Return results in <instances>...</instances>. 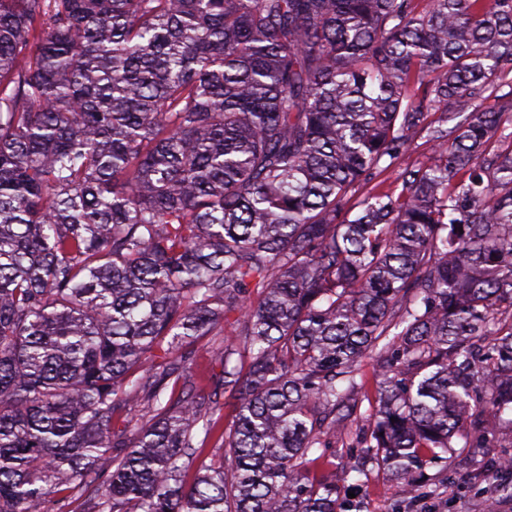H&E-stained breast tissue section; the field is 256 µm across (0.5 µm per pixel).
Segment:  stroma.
Here are the masks:
<instances>
[{
	"label": "stroma",
	"mask_w": 512,
	"mask_h": 512,
	"mask_svg": "<svg viewBox=\"0 0 512 512\" xmlns=\"http://www.w3.org/2000/svg\"><path fill=\"white\" fill-rule=\"evenodd\" d=\"M496 443L491 448H452L447 454L448 479L434 486L437 467H426L429 477L417 497L405 493L402 484L386 470L366 469L364 475L349 479L345 488L354 492L360 512H512V473L500 470L502 458L512 454V424L493 421ZM364 432L363 422L353 423L335 447L310 465L309 476L321 478L357 464L353 450Z\"/></svg>",
	"instance_id": "stroma-1"
}]
</instances>
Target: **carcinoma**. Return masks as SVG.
Wrapping results in <instances>:
<instances>
[{
    "instance_id": "carcinoma-1",
    "label": "carcinoma",
    "mask_w": 512,
    "mask_h": 512,
    "mask_svg": "<svg viewBox=\"0 0 512 512\" xmlns=\"http://www.w3.org/2000/svg\"><path fill=\"white\" fill-rule=\"evenodd\" d=\"M506 410L512 0H0V512H337L349 424L413 495ZM210 345L209 338L205 337L195 346L194 359L197 361L196 375L201 378L202 385L207 383L208 378L215 376V374L218 375L221 371V367L211 363L206 354V349ZM364 422H355L349 428L347 434L342 439H336V447L326 449L324 457L317 462L307 466L309 476L320 479L323 476H329L336 471V479L342 474V465H355L358 463L360 450L358 442L364 432ZM350 448H354V453H350Z\"/></svg>"
}]
</instances>
